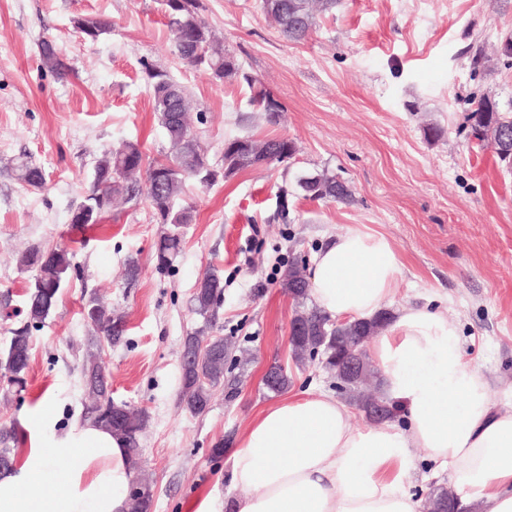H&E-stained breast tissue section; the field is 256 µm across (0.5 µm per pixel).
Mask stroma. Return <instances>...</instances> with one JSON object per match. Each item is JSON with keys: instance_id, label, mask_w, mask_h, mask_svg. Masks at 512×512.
Returning <instances> with one entry per match:
<instances>
[{"instance_id": "stroma-1", "label": "stroma", "mask_w": 512, "mask_h": 512, "mask_svg": "<svg viewBox=\"0 0 512 512\" xmlns=\"http://www.w3.org/2000/svg\"><path fill=\"white\" fill-rule=\"evenodd\" d=\"M201 3L225 48L282 103L278 125L265 122L247 84L215 80L172 54L161 0H0V348L25 322L35 271L21 266V252L75 253L56 308L31 330L25 388L0 381V427L15 428L22 461L28 430L43 418L60 432L81 421L82 364L94 334L83 307L103 298L127 323L124 342L103 347L101 358L113 401L148 415L141 466L153 512H186L206 494L224 512L235 493L228 453L281 399L261 381L272 364L287 369L289 393L333 392L318 363L291 358L296 305L280 281L289 259H313L352 225L385 234L403 262L388 311L446 304L466 360L493 390L512 384V169L468 133L482 97L512 102V68L490 72L474 62L512 34V0H340L301 43L280 36L259 0ZM92 15L112 21L95 41L75 27ZM47 40L69 75L42 68ZM151 68L193 99V130L214 168L223 164L225 138L240 133L299 146L293 159L208 187L188 181L183 201L195 218L166 272L153 259L164 227L147 201L88 230L68 221L104 149L132 141L150 157L165 156ZM430 125L440 137H427ZM21 156L45 170L44 187L15 178ZM324 169L350 185L351 203L305 198L298 178ZM132 256L141 265L134 282L124 276ZM209 271L221 276L224 293L203 317L193 293ZM197 331L252 355L238 396L229 401L215 390L201 415L179 399L183 343ZM219 442L225 454L216 458Z\"/></svg>"}]
</instances>
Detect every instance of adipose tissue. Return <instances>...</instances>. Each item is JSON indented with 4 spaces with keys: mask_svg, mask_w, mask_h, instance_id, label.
<instances>
[{
    "mask_svg": "<svg viewBox=\"0 0 512 512\" xmlns=\"http://www.w3.org/2000/svg\"><path fill=\"white\" fill-rule=\"evenodd\" d=\"M402 271L391 241L365 225L349 227L319 250L311 298L331 318L356 321L384 310ZM383 392L404 426L353 423V408L328 393L304 392L263 409L232 451L230 482L241 489L228 512H421L404 481L416 451L449 469L462 503L512 512V388L492 393L463 356L457 325L440 307L408 305L370 347ZM19 473L0 475V512H127L131 472L121 440L89 423L56 437L38 424ZM55 448H80L60 493L44 499Z\"/></svg>",
    "mask_w": 512,
    "mask_h": 512,
    "instance_id": "1",
    "label": "adipose tissue"
}]
</instances>
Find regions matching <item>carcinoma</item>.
Wrapping results in <instances>:
<instances>
[{"mask_svg":"<svg viewBox=\"0 0 512 512\" xmlns=\"http://www.w3.org/2000/svg\"><path fill=\"white\" fill-rule=\"evenodd\" d=\"M338 0H261L263 12L275 23L281 35L300 42L308 37L318 16L336 7ZM168 27L172 35V51L184 64L203 68L219 80L240 78L252 90L251 102L265 115L270 125L279 124L284 112L282 104H272L274 96L261 83L245 73L237 58L217 42L200 15V0H164ZM76 29L86 38L95 40L112 28V21L103 15L81 17ZM42 66L62 75L67 69L54 46L43 43L40 52ZM154 110L168 137V156L164 160L150 159L139 144L127 142L115 151H106L97 160L93 179L77 209L91 215L87 220L70 219V224L88 228L108 216L122 213L129 204L146 197L155 211L162 213V223L168 225L155 250L157 269L163 271L182 250L180 228L193 221V210L179 204L186 179L201 181L210 167L205 149L188 123L187 113L193 107L184 86L160 71L148 72ZM471 136L481 145L491 148L499 162L512 166V103L503 107L491 97L479 100L470 113ZM298 153L295 141L285 137L256 139L250 135L233 136L224 140V164L220 177L230 179L249 168L282 163ZM15 173L22 183L39 187L45 183L41 168L21 160ZM304 196L312 200L348 203L352 198L349 187L329 172L299 180ZM20 263L37 268V282L27 294V322L12 330L8 344L0 350V377L8 385L23 387L30 364V326L45 320L56 307L59 294L72 270L71 253L65 248L41 252L25 251ZM223 283L215 273L203 277L195 290L196 313L206 316L221 298ZM281 288L295 301L292 323L300 324V336L290 343L296 365L319 360L335 380L336 391L345 400L359 407L366 417L369 408L381 401L377 395L380 379L371 364L364 344L387 324L389 312L378 317L340 325L316 307L307 306L310 284L306 276V260L288 263ZM92 308L87 321L97 332V343L117 346L124 340V318L112 312L98 298H90ZM198 352L181 369L180 399L193 415L205 413L214 391L224 387L225 399L239 393L238 380H224V366L230 343L222 336L204 338L199 333L187 336L183 349ZM83 384L89 398L84 420L103 427L123 440L131 470L136 472L132 483L142 495L128 497V512H151L153 490L150 479L139 473L141 437L147 415L127 404L112 400L108 381L98 356L90 351L82 368ZM16 433L0 428V473L13 468ZM430 512H458V495L445 488L432 491L427 500Z\"/></svg>","mask_w":512,"mask_h":512,"instance_id":"obj_1","label":"carcinoma"}]
</instances>
